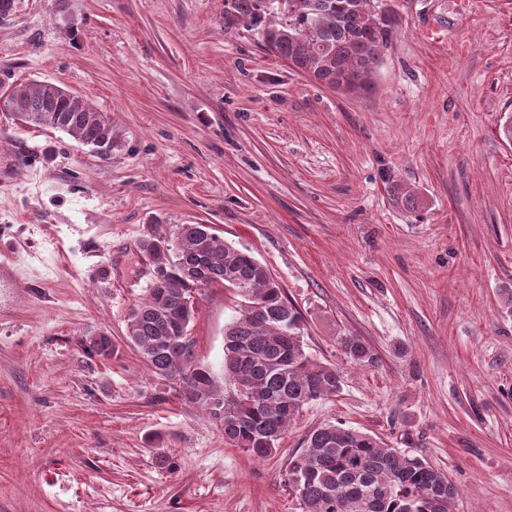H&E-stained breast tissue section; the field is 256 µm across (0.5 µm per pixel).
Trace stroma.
<instances>
[{
  "instance_id": "obj_1",
  "label": "stroma",
  "mask_w": 512,
  "mask_h": 512,
  "mask_svg": "<svg viewBox=\"0 0 512 512\" xmlns=\"http://www.w3.org/2000/svg\"><path fill=\"white\" fill-rule=\"evenodd\" d=\"M386 3L363 96L225 27L224 0H16L0 21V85L53 82L112 122L104 159L0 102V512H300L289 462L328 422L447 473L453 512H512V0ZM179 224L250 251L342 373L271 458L225 445L126 342L141 241ZM239 308L197 302L219 381ZM99 334L112 359L85 353Z\"/></svg>"
}]
</instances>
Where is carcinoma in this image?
Wrapping results in <instances>:
<instances>
[{
	"mask_svg": "<svg viewBox=\"0 0 512 512\" xmlns=\"http://www.w3.org/2000/svg\"><path fill=\"white\" fill-rule=\"evenodd\" d=\"M355 0H224V23L256 36L270 54L329 87L354 74L346 92L365 95L381 48L396 19L354 8ZM10 111L31 125L62 130L90 147L112 148V121L88 101L69 97L52 82L20 83ZM179 247L166 237L142 241L156 260L158 281L127 314V343L149 369L179 383L183 400L203 407L224 429V443L265 460L300 410L339 392L341 372L313 358L303 340L302 315L269 269L204 224L176 228ZM204 283L231 284L243 299L240 316L224 330V383L196 361L190 336ZM353 362L371 359L356 337L341 339ZM102 359L117 353L110 337L89 340ZM301 512H451L457 490L427 460L390 448L379 438L341 424L313 429L288 467Z\"/></svg>",
	"mask_w": 512,
	"mask_h": 512,
	"instance_id": "carcinoma-1",
	"label": "carcinoma"
}]
</instances>
